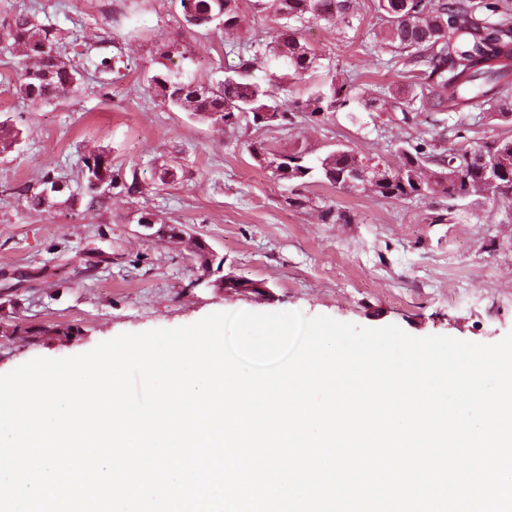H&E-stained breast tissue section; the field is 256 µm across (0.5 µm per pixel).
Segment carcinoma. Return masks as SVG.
Segmentation results:
<instances>
[{
  "instance_id": "cac0c4a2",
  "label": "carcinoma",
  "mask_w": 512,
  "mask_h": 512,
  "mask_svg": "<svg viewBox=\"0 0 512 512\" xmlns=\"http://www.w3.org/2000/svg\"><path fill=\"white\" fill-rule=\"evenodd\" d=\"M185 26L208 28L221 25L228 32L237 21V0H179ZM356 0H258V5L282 20V29L269 48L273 58L282 63L288 75L302 76L317 67L318 54L308 43L294 36L289 22L328 20L339 17L352 24ZM376 10L385 23L382 45L405 59L412 81L399 89L393 111L410 112L416 100L427 101L444 112H460L481 99L490 105L488 115H496L498 94L512 84V11L500 0H376ZM12 49L18 52L20 72L15 95L32 102L61 99L77 92L83 74L67 61L66 43L51 24L39 22L25 12L15 15L6 33ZM252 61L239 59L234 74L213 86L169 67L148 77L149 87L169 107L188 112L197 120L215 126L234 123L243 112H268V123H288L291 110L283 107L269 86L251 81ZM343 86L334 83L319 86L305 100L302 109L311 115L336 112L350 98L342 95ZM20 130L0 124V154L10 151ZM467 152L433 154L427 144L418 142L398 149L399 161L389 178L376 184L373 192L383 198L402 199L416 194L437 192L449 198L482 196V182L494 178L498 198L512 203V137L480 145ZM255 158L266 166H275L273 174L281 180L305 183L316 176L336 185L340 177H350L356 153L339 146L310 164L303 153L288 155L274 162L260 149ZM433 164L432 183L418 184L427 164ZM77 190L65 203L74 204L79 191L99 194L98 183L112 187L115 176L112 162L102 153L83 158ZM63 185L47 176L42 190L30 195L32 206L52 207ZM190 256L197 268L206 267L213 254L200 241L188 239Z\"/></svg>"
}]
</instances>
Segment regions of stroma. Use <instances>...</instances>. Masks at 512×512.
<instances>
[{"label":"stroma","instance_id":"1","mask_svg":"<svg viewBox=\"0 0 512 512\" xmlns=\"http://www.w3.org/2000/svg\"><path fill=\"white\" fill-rule=\"evenodd\" d=\"M56 25L69 58L85 69L72 97L32 103L13 93L18 57L6 40L21 11ZM280 24L254 0H238L232 31L183 28L177 0H0V122L22 135L0 154V320L42 334L0 337V374L36 357L82 354L125 332L175 328L216 312L299 311L377 328L394 324L415 337L445 335L494 343L512 331V208L484 197L385 199L318 180L276 179L253 150L309 160L343 143L393 165L402 142L435 152L512 136V119L477 120L471 111L407 114L358 104L323 117L296 113L265 126L251 116L224 127L167 107L146 90L167 61L187 58L198 80L231 74L255 57L252 81L281 74L268 45ZM383 23L374 0H358L352 23L293 24L316 47L321 66L288 79L278 96L304 101L334 80L378 98L408 83L403 65L378 48ZM114 58L96 73L87 58ZM104 152L118 175L105 197L36 209L16 187L40 190L50 175L75 187L84 153ZM173 166L175 175L162 179ZM135 182L137 194L125 186ZM183 227L221 261V272L256 281L253 289L198 283L181 244L145 236L142 212ZM73 332L57 336L52 324Z\"/></svg>","mask_w":512,"mask_h":512}]
</instances>
